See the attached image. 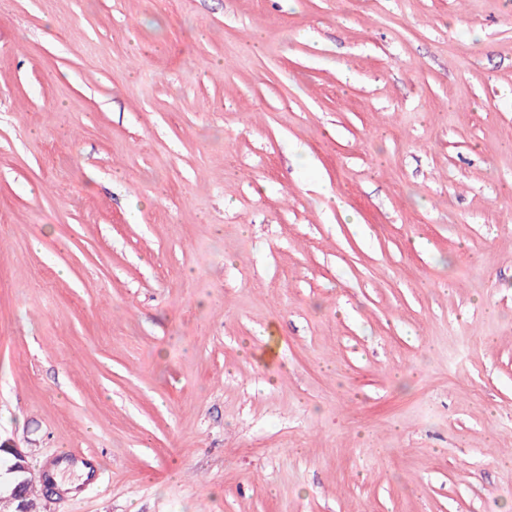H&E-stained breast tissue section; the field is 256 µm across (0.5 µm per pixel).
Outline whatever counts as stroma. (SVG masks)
I'll return each mask as SVG.
<instances>
[{"instance_id":"1","label":"stroma","mask_w":512,"mask_h":512,"mask_svg":"<svg viewBox=\"0 0 512 512\" xmlns=\"http://www.w3.org/2000/svg\"><path fill=\"white\" fill-rule=\"evenodd\" d=\"M0 437L37 512H512V0H0ZM2 450L6 451L1 452ZM0 466L8 468L13 463V466L10 468L11 473H22L25 472L29 468V461L26 453L21 448H16L10 441L3 440L0 438ZM13 460H12V458ZM7 468V470H8ZM20 480H24L23 483V493L24 499L23 502L25 504V509H29L30 512L34 511V503L33 500L29 498L31 487H32V473L31 471L22 473Z\"/></svg>"}]
</instances>
